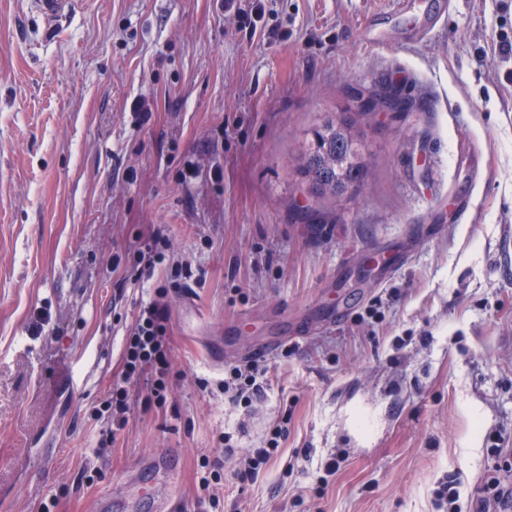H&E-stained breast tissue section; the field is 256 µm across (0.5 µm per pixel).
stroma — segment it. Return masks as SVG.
<instances>
[{
    "instance_id": "stroma-1",
    "label": "stroma",
    "mask_w": 512,
    "mask_h": 512,
    "mask_svg": "<svg viewBox=\"0 0 512 512\" xmlns=\"http://www.w3.org/2000/svg\"><path fill=\"white\" fill-rule=\"evenodd\" d=\"M432 3L266 0L250 35L221 0H84L51 31L0 0V512H198L205 458L218 512H448L447 482L473 512L512 485V84L482 54L512 0ZM385 84L415 106L370 119L371 175L310 196L306 131ZM157 298L168 398L134 385L114 433L95 410ZM167 246V242L159 235L150 236L142 243L138 250V259L145 263V267L151 269L156 263L163 260V248ZM231 382L224 381V392H228L231 388L234 391L232 398L234 400L251 402V396L258 395L261 392V385L257 382L260 374L259 368L254 365L249 370L234 368L230 372ZM282 435L283 430L281 428H276L273 430L272 436L268 442V448H259L255 455L249 458L248 469H245L244 475L247 477H252L260 465L266 463L271 458L272 454L279 447V439L282 437ZM200 468L203 469V473L199 479L197 497L200 503L208 501V504L215 507L218 504V500L215 495L211 493L212 488L219 484L224 475V463L220 460L212 462L210 466L209 460H204L200 464ZM486 490L489 496L487 498L482 497L477 499L476 510L474 511L489 512L492 511L490 510L492 505L497 503H503L504 505L506 502H509V496L512 499V487L509 490V487L502 485L501 482L494 477L487 481Z\"/></svg>"
}]
</instances>
